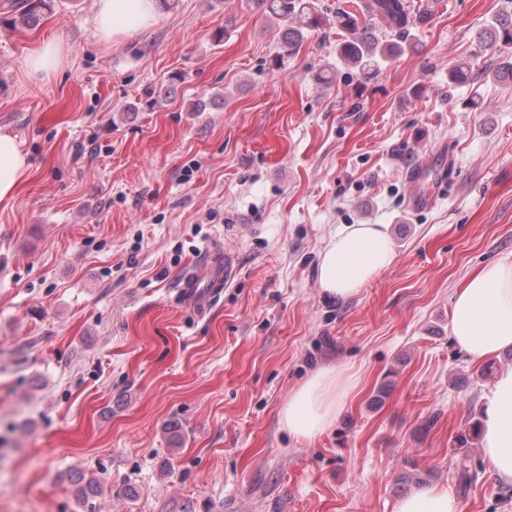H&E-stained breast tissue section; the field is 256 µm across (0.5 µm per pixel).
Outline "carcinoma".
<instances>
[{
  "instance_id": "carcinoma-1",
  "label": "carcinoma",
  "mask_w": 512,
  "mask_h": 512,
  "mask_svg": "<svg viewBox=\"0 0 512 512\" xmlns=\"http://www.w3.org/2000/svg\"><path fill=\"white\" fill-rule=\"evenodd\" d=\"M54 0H25L23 10L14 15L15 27H33L45 13L52 10ZM258 6L269 19L284 26V43L288 57L298 52L307 33L318 30L325 22L324 11L317 0H257ZM386 19L396 39H382L372 28L374 17ZM338 23L347 37L337 48L339 60L355 71L370 78L381 70L384 62L404 52L403 35L411 26V12L406 0H366L357 8L337 12ZM481 42L491 49L498 43H512V17L497 18L480 34ZM472 65L461 62L448 72V84L466 82Z\"/></svg>"
}]
</instances>
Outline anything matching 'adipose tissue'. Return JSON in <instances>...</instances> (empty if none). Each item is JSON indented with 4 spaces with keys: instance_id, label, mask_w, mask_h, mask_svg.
Wrapping results in <instances>:
<instances>
[{
    "instance_id": "ef3b65f1",
    "label": "adipose tissue",
    "mask_w": 512,
    "mask_h": 512,
    "mask_svg": "<svg viewBox=\"0 0 512 512\" xmlns=\"http://www.w3.org/2000/svg\"><path fill=\"white\" fill-rule=\"evenodd\" d=\"M158 16L157 0H98V34L108 42L127 37ZM28 168L18 138L0 133V201L13 197ZM393 261L385 225L349 224L337 229L320 253L317 280L325 292L348 297ZM448 331L479 366L512 350V259L473 271L455 289ZM351 388L344 370L319 369L289 395L281 421L297 440L314 441L343 413ZM479 441L493 475L512 484V366L497 369L486 384ZM393 512H463V507L450 490L433 486L399 499Z\"/></svg>"
}]
</instances>
